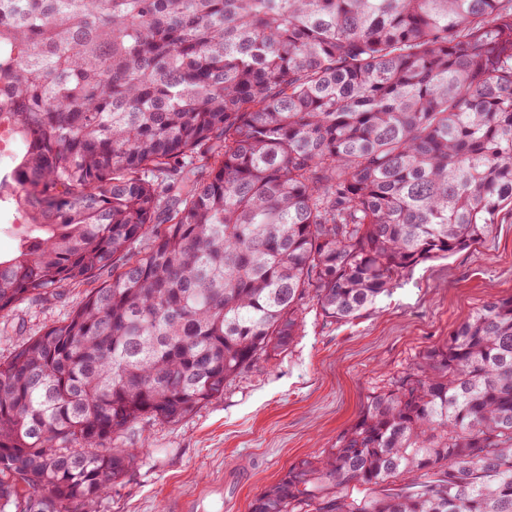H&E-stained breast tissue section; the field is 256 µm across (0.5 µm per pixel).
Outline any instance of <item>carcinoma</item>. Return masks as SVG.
Masks as SVG:
<instances>
[{
  "label": "carcinoma",
  "mask_w": 512,
  "mask_h": 512,
  "mask_svg": "<svg viewBox=\"0 0 512 512\" xmlns=\"http://www.w3.org/2000/svg\"><path fill=\"white\" fill-rule=\"evenodd\" d=\"M0 123V318L85 288L0 361V512H97L141 420L512 216V0H0ZM250 512H512V295ZM3 204L7 205L12 212L14 208L8 203H2L0 209V255L2 258L8 257L13 254L18 240L26 234L28 226L24 224H10L13 220V215L8 210H5Z\"/></svg>",
  "instance_id": "carcinoma-1"
}]
</instances>
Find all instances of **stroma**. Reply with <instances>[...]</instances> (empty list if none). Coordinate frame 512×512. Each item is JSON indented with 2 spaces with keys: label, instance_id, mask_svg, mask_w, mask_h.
Segmentation results:
<instances>
[{
  "label": "stroma",
  "instance_id": "stroma-1",
  "mask_svg": "<svg viewBox=\"0 0 512 512\" xmlns=\"http://www.w3.org/2000/svg\"><path fill=\"white\" fill-rule=\"evenodd\" d=\"M25 302L0 332V359L61 321L83 297ZM512 295V220L481 244L415 266L351 323L308 314L289 349L258 358L224 394L176 422L140 421L123 447H144L99 512H250L296 461L319 455L358 418L367 397L410 371L483 302Z\"/></svg>",
  "mask_w": 512,
  "mask_h": 512
}]
</instances>
